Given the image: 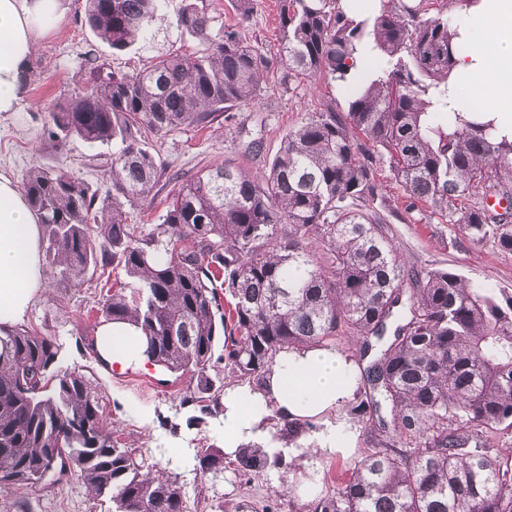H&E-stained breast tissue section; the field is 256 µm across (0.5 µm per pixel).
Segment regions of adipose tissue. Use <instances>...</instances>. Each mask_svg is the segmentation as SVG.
Listing matches in <instances>:
<instances>
[{"label": "adipose tissue", "mask_w": 512, "mask_h": 512, "mask_svg": "<svg viewBox=\"0 0 512 512\" xmlns=\"http://www.w3.org/2000/svg\"><path fill=\"white\" fill-rule=\"evenodd\" d=\"M61 21L60 0H0V113L19 107L24 76L46 31L44 16ZM463 49L441 111L459 110L463 99L481 104L497 134L512 138V0H477L458 14ZM46 286L42 230L19 185L0 174V326L15 325ZM98 352L105 364L144 369L146 338L140 328L104 323ZM356 359L334 348L281 353L265 391L231 388L224 395V452L234 454L261 435L271 410L289 420L307 419L317 428L299 437L301 447L322 456L345 454L353 434L345 421H329L357 388Z\"/></svg>", "instance_id": "obj_1"}]
</instances>
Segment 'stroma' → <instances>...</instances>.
Returning a JSON list of instances; mask_svg holds the SVG:
<instances>
[{
    "label": "stroma",
    "instance_id": "obj_1",
    "mask_svg": "<svg viewBox=\"0 0 512 512\" xmlns=\"http://www.w3.org/2000/svg\"><path fill=\"white\" fill-rule=\"evenodd\" d=\"M65 17L40 39L33 56L38 70L27 86L18 111L0 114V171L22 180L35 164L55 166L81 180L105 185L104 170L111 147H101L99 158L80 140L70 142L62 153H49L42 139L48 110L80 85V62L88 49H96L113 68L131 72L150 65L158 55L196 52L197 41L181 34L174 24V11L181 0H171L170 13L156 26L154 41L142 50L113 55L83 22L85 0H62ZM213 6L228 26H239L242 39L274 64L256 104L233 112L230 119H215L205 129L187 128L161 139L149 138L169 171L193 176L201 167L230 163L249 172L268 168L282 137L305 113L319 111L323 100L332 98L344 108L345 98L333 85L318 89L289 90L288 77L277 65L280 28L276 0H256L250 21L239 24L228 0ZM407 262L431 268H452L475 284L488 282L512 287V255L491 246H475L462 239L450 225L431 217L429 223L389 225ZM121 270L97 271L90 281L69 289L64 297L44 290L23 316L22 325L61 343L59 366L85 377L97 392L108 429L120 447L142 456L160 476L176 478L186 498L187 512H305L308 496H288L302 474L317 475L320 492L333 491L349 469L373 442L361 424H353L354 445L345 456L324 458L312 451L295 452L291 442L263 433L259 442L269 452L281 453L284 467H271L257 475L227 468L218 474L195 468L197 448L223 447V415H201L199 405H185V380L161 371L127 369L116 372L104 365L90 344L101 319L96 308L111 282L122 279ZM20 512H112L109 499L95 495L77 475L67 474L57 482L12 491Z\"/></svg>",
    "mask_w": 512,
    "mask_h": 512
}]
</instances>
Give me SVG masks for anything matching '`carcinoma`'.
I'll use <instances>...</instances> for the list:
<instances>
[{
    "instance_id": "obj_1",
    "label": "carcinoma",
    "mask_w": 512,
    "mask_h": 512,
    "mask_svg": "<svg viewBox=\"0 0 512 512\" xmlns=\"http://www.w3.org/2000/svg\"><path fill=\"white\" fill-rule=\"evenodd\" d=\"M168 0H85L84 22L114 54L153 37ZM340 0H278L280 64L294 83L336 84L328 102L283 136L269 169L223 163L190 179L166 175L142 133L206 127L258 101L270 61L219 23L207 0H182L193 54L169 53L132 73L96 51L83 83L49 111L44 141L112 145V192L39 164L22 188L42 228L47 284L76 288L112 265L126 281L100 304L105 322L147 337L148 361L188 377L183 402L223 411L209 369L228 384L267 386L279 353L324 348L340 336L370 356L347 413L374 448L336 491L307 512H512V468L489 435L512 428V289L477 285L449 268L406 262L385 229L436 214L473 245L512 255V140L462 112H440L465 0H380L352 17ZM239 23L255 0H230ZM379 61L350 71L361 44ZM388 168L391 204L377 180ZM176 186L160 224H130L162 177ZM410 288H405V285ZM223 353L214 359L217 344ZM60 344L26 327L0 329V493L43 481L50 460L76 474L112 512H185L177 480L144 471L117 447L98 398L78 373L58 369ZM273 437L311 432L308 419L266 417ZM196 466L224 470V450L199 448ZM280 454L247 444L236 469L262 472Z\"/></svg>"
}]
</instances>
